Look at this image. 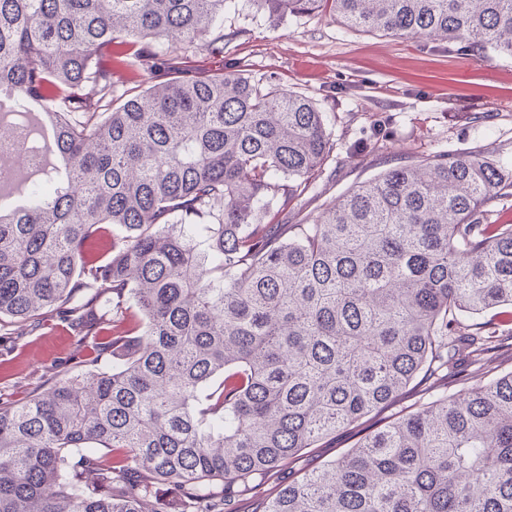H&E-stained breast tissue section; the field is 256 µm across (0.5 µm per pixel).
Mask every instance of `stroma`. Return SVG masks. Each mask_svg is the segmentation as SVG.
I'll return each mask as SVG.
<instances>
[{"instance_id": "stroma-1", "label": "stroma", "mask_w": 512, "mask_h": 512, "mask_svg": "<svg viewBox=\"0 0 512 512\" xmlns=\"http://www.w3.org/2000/svg\"><path fill=\"white\" fill-rule=\"evenodd\" d=\"M241 69L313 98L334 150L308 188L274 216L297 224L320 215L356 182L425 156L512 142V57L448 48L440 41L360 34L326 14L269 21L249 0H228L222 50L181 60L150 56L115 65L117 89L164 80L171 68ZM0 346V391L20 399L67 377L82 356L77 336L50 317L45 327L17 323ZM428 394L415 382L388 407L365 416L286 461L276 478L239 496L238 512H258L277 484L335 459Z\"/></svg>"}]
</instances>
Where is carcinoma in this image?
Wrapping results in <instances>:
<instances>
[{
  "instance_id": "cac0c4a2",
  "label": "carcinoma",
  "mask_w": 512,
  "mask_h": 512,
  "mask_svg": "<svg viewBox=\"0 0 512 512\" xmlns=\"http://www.w3.org/2000/svg\"><path fill=\"white\" fill-rule=\"evenodd\" d=\"M225 2L0 0V117L27 129L39 106L52 156L25 204L0 194V345L60 310L86 351L49 388L0 396V512H144L157 485L230 512L238 488L463 362L481 376L262 512H512V371L492 366L512 340V224L487 223L512 154L440 153L310 222L264 223L333 150L313 99L238 70L112 96L115 55L207 51ZM249 2L512 57V0Z\"/></svg>"
}]
</instances>
